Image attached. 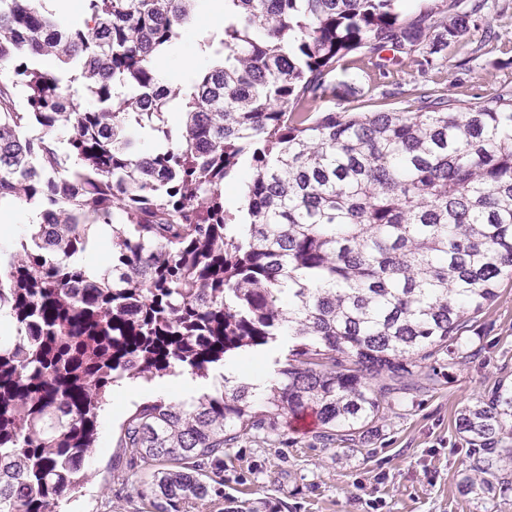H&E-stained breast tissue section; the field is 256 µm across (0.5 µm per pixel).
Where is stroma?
I'll list each match as a JSON object with an SVG mask.
<instances>
[{
  "label": "stroma",
  "mask_w": 512,
  "mask_h": 512,
  "mask_svg": "<svg viewBox=\"0 0 512 512\" xmlns=\"http://www.w3.org/2000/svg\"><path fill=\"white\" fill-rule=\"evenodd\" d=\"M217 19L195 8L177 52L158 65L162 77L181 84L191 75L182 58L199 55V32ZM347 68L328 78L318 110L406 112L422 90L480 103L512 88V0H486L467 32L449 39L433 63L410 56L378 70L367 52H355ZM459 358L443 354L424 363L435 381L398 394L362 443L324 437L318 424L300 427L283 419L278 431H251L224 450L209 474L220 493L187 512H512V485L475 500L459 490L476 456L456 428L462 407L488 399L498 385H512V281L503 280L495 301L469 321ZM122 397L101 414L103 433L91 461V477L58 504L59 512H151L148 476L131 451L116 445L131 413Z\"/></svg>",
  "instance_id": "35a3bbf8"
}]
</instances>
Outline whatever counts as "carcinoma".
<instances>
[{
    "label": "carcinoma",
    "instance_id": "cac0c4a2",
    "mask_svg": "<svg viewBox=\"0 0 512 512\" xmlns=\"http://www.w3.org/2000/svg\"><path fill=\"white\" fill-rule=\"evenodd\" d=\"M402 2L224 0V28L200 44L208 65L175 87L157 62L204 0H84L81 24L0 0V202L43 207L21 250L0 249L13 327L0 336V512H56L87 482L100 412L126 379H207L292 342L260 393L158 395L122 424L117 447L151 470L154 512H181L215 492L201 461H222L237 433L310 409L326 434H360L391 403L367 377L409 390L430 348L455 364L466 316L512 279V91L468 106L425 92L413 112L307 109L351 53L409 55L431 28L437 53L481 8L408 21ZM80 88L92 106L75 103ZM131 128L155 146L132 149ZM244 166L239 219L224 183ZM100 226L111 250L94 268ZM457 430L486 453L463 484L485 499L512 466V387L464 407Z\"/></svg>",
    "mask_w": 512,
    "mask_h": 512
}]
</instances>
